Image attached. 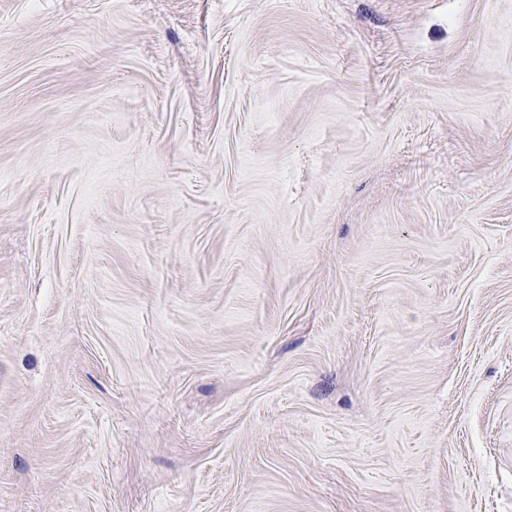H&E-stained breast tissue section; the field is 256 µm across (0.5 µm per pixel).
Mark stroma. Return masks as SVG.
<instances>
[{
	"label": "stroma",
	"instance_id": "obj_1",
	"mask_svg": "<svg viewBox=\"0 0 512 512\" xmlns=\"http://www.w3.org/2000/svg\"><path fill=\"white\" fill-rule=\"evenodd\" d=\"M0 512H512V0H0Z\"/></svg>",
	"mask_w": 512,
	"mask_h": 512
}]
</instances>
